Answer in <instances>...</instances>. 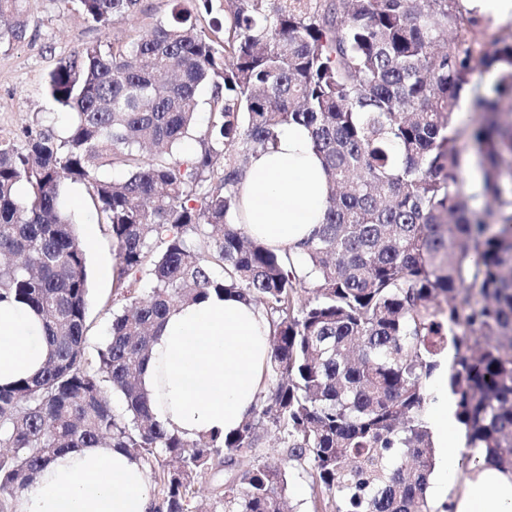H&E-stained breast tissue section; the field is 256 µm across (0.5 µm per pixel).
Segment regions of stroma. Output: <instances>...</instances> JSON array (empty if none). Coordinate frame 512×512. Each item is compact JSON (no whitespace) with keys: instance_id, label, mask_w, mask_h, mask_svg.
<instances>
[{"instance_id":"1","label":"stroma","mask_w":512,"mask_h":512,"mask_svg":"<svg viewBox=\"0 0 512 512\" xmlns=\"http://www.w3.org/2000/svg\"><path fill=\"white\" fill-rule=\"evenodd\" d=\"M141 13L102 29L79 13L72 0H26L30 23L27 38L10 49L0 50V136L20 133L24 128L47 127L63 132L71 116L48 95L47 83L58 60L92 44H109L153 26L166 17L170 0H142ZM67 202L77 226L93 225L87 248L89 305L86 324L91 345L105 341L113 308V275L118 266L115 246L96 227V215L87 202L83 184L66 188Z\"/></svg>"}]
</instances>
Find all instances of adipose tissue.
Here are the masks:
<instances>
[{"mask_svg":"<svg viewBox=\"0 0 512 512\" xmlns=\"http://www.w3.org/2000/svg\"><path fill=\"white\" fill-rule=\"evenodd\" d=\"M243 230L277 251H301L321 223L327 176L309 130L285 127L276 145L252 157L240 185ZM266 317L237 296L173 307L155 336L140 376L153 414L193 441L235 432L255 405L270 361ZM49 347L39 318L24 304L0 299V385L36 375ZM447 371L429 406L439 465L427 489L454 512H512V473L478 458L464 489L449 495L451 449L459 435L448 398ZM150 472L119 448H75L53 456L35 483L21 490L14 512H150Z\"/></svg>","mask_w":512,"mask_h":512,"instance_id":"obj_1","label":"adipose tissue"}]
</instances>
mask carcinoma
I'll use <instances>...</instances> for the list:
<instances>
[{"instance_id": "1", "label": "carcinoma", "mask_w": 512, "mask_h": 512, "mask_svg": "<svg viewBox=\"0 0 512 512\" xmlns=\"http://www.w3.org/2000/svg\"><path fill=\"white\" fill-rule=\"evenodd\" d=\"M24 2L0 0V47L26 39ZM72 2L101 27L141 11ZM171 2L148 30L58 62L47 89L72 111L64 133L0 138V295L32 308L51 348L37 375L0 387V512L51 457L87 447L142 458L153 512H197L196 480L221 465L213 512H285L302 465L328 512H453L426 495L443 351L465 448L512 472V41L466 36L476 21L458 0ZM475 61L496 79L472 89L481 181L465 196L455 117ZM204 85L210 122L181 158ZM291 124L310 129L328 196L302 251L280 254L242 231L239 186ZM114 166L124 180L101 176ZM69 181L118 251L121 306L92 352ZM212 291L262 309L271 357L242 426L187 441L155 421L139 377L170 309ZM270 433L285 448L274 463L258 454Z\"/></svg>"}]
</instances>
